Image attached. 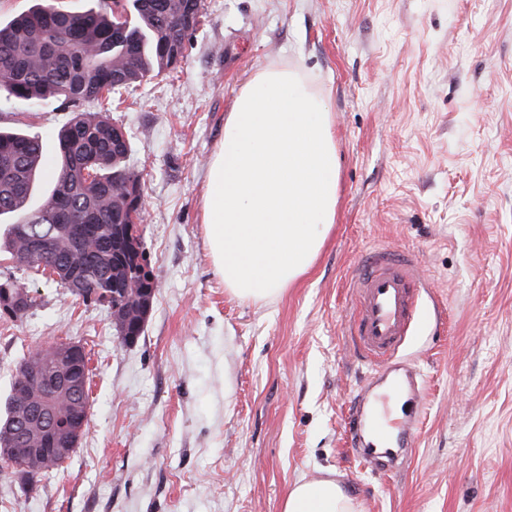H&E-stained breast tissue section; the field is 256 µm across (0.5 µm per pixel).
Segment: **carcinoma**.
<instances>
[{"instance_id": "cac0c4a2", "label": "carcinoma", "mask_w": 512, "mask_h": 512, "mask_svg": "<svg viewBox=\"0 0 512 512\" xmlns=\"http://www.w3.org/2000/svg\"><path fill=\"white\" fill-rule=\"evenodd\" d=\"M202 0H93L73 11L57 0H37L8 21L0 20V71L8 81L0 90L32 104L59 102L71 118L57 132L58 155L52 188L41 204L29 201L46 170L41 139L0 129V217L10 219L0 232V255L20 259L28 252L22 224L57 225L50 266L24 263L26 277L0 278V315L15 321L36 305L29 283L39 280L83 284L69 292L84 302H98L115 282L149 279L142 237L128 253L112 249L113 237L128 228L126 187L141 188L129 166V138L110 116V108L91 111L84 103L167 76L182 67L191 33L186 21L200 14ZM93 225L86 234L84 256L73 251L72 217ZM56 345L31 349L15 365L10 389L0 403V448L27 447L16 420L27 412L25 384L35 395L42 389L39 366L52 361ZM23 485L37 488L46 476L33 461L13 460Z\"/></svg>"}]
</instances>
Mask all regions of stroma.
I'll return each instance as SVG.
<instances>
[{
	"mask_svg": "<svg viewBox=\"0 0 512 512\" xmlns=\"http://www.w3.org/2000/svg\"><path fill=\"white\" fill-rule=\"evenodd\" d=\"M177 73L115 96L141 178L158 288L143 336L54 283L0 319V396L27 349L90 354L89 423L63 471L22 492L0 464V512H282L297 479H332L360 512H512V0H202ZM285 68L330 114L336 222L279 298L232 295L202 222L224 117ZM66 106L0 95V126L42 139ZM404 248L433 294L412 341L429 382L418 446L365 470L345 417L369 372L343 327L365 255Z\"/></svg>",
	"mask_w": 512,
	"mask_h": 512,
	"instance_id": "35a3bbf8",
	"label": "stroma"
}]
</instances>
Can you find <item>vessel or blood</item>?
<instances>
[{"mask_svg":"<svg viewBox=\"0 0 512 512\" xmlns=\"http://www.w3.org/2000/svg\"><path fill=\"white\" fill-rule=\"evenodd\" d=\"M350 286L346 334L371 374L350 397L347 439L367 470L385 475L416 447L427 406V380L402 348L408 337L425 333L421 300L430 285L412 253L389 250L369 254Z\"/></svg>","mask_w":512,"mask_h":512,"instance_id":"obj_1","label":"vessel or blood"}]
</instances>
